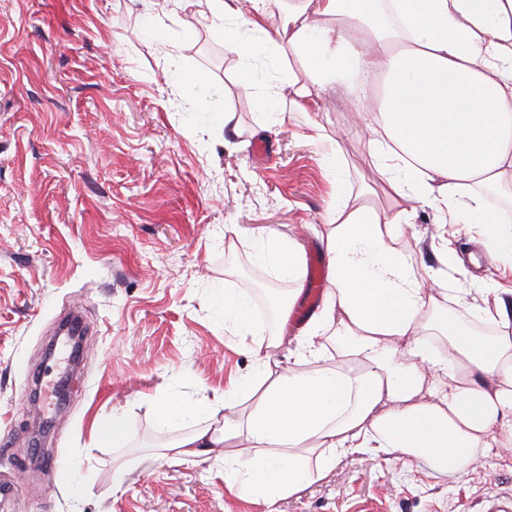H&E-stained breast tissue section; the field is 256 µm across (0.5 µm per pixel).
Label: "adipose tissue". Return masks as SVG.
<instances>
[{"label": "adipose tissue", "instance_id": "obj_1", "mask_svg": "<svg viewBox=\"0 0 512 512\" xmlns=\"http://www.w3.org/2000/svg\"><path fill=\"white\" fill-rule=\"evenodd\" d=\"M205 0L226 18L224 42L244 61L279 49L264 0ZM291 106L314 108V90L342 91L372 113L364 134L390 195L386 216L336 211L320 235L329 290L287 371L259 361L223 400L188 405L162 397L161 424L190 423L166 445L180 461L223 448L224 485L278 512L280 501L321 480L337 457L426 460L441 475L465 474L478 449H512V332L485 336L440 306L395 227L410 204L474 224L486 246L512 257L505 211L488 194L512 189V0H289ZM264 244L280 272L301 278L303 250L272 228H238ZM443 336L445 353L429 339ZM334 339L353 366L329 365ZM205 424L192 426L197 413Z\"/></svg>", "mask_w": 512, "mask_h": 512}]
</instances>
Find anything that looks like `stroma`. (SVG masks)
I'll list each match as a JSON object with an SVG mask.
<instances>
[{
	"mask_svg": "<svg viewBox=\"0 0 512 512\" xmlns=\"http://www.w3.org/2000/svg\"><path fill=\"white\" fill-rule=\"evenodd\" d=\"M221 26L198 0H0V483L15 487L0 512H262L225 491L223 449L164 458L186 427L153 408L223 399L261 358L281 371L304 331L270 350L257 318L246 340L226 330V289L274 303L281 279L225 228L268 226L319 254L337 205L394 208L350 101L327 91L318 111L291 110L284 51L241 84ZM268 86L282 94L262 109ZM313 123L332 152L307 140ZM396 231L452 297L484 247L476 225H440L427 206ZM68 313L87 325L75 373L68 350L44 353ZM101 414L124 440L97 444ZM278 509L512 512V453L461 477L352 454Z\"/></svg>",
	"mask_w": 512,
	"mask_h": 512,
	"instance_id": "1",
	"label": "stroma"
}]
</instances>
